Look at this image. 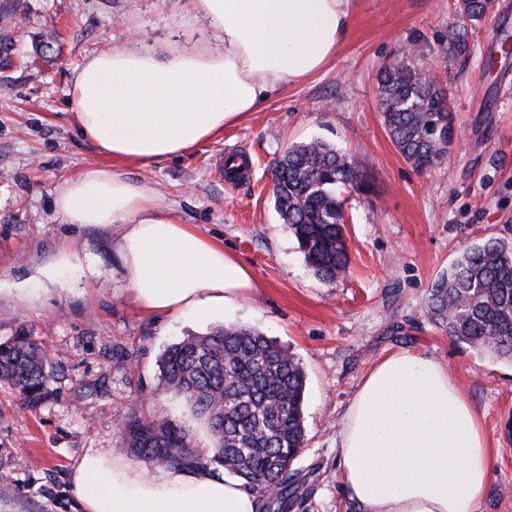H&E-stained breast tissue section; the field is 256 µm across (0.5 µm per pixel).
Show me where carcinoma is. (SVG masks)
Instances as JSON below:
<instances>
[{
	"label": "carcinoma",
	"instance_id": "obj_1",
	"mask_svg": "<svg viewBox=\"0 0 512 512\" xmlns=\"http://www.w3.org/2000/svg\"><path fill=\"white\" fill-rule=\"evenodd\" d=\"M488 0H461L475 20ZM14 37L0 36V66H12ZM409 51L386 66L379 106L392 142L420 170L448 157L454 142L447 89L408 63ZM370 190L361 165L336 146L312 139L290 146L272 173L273 206L313 275L332 283L349 267L342 194ZM433 322L456 344L512 364V240L468 245L429 289ZM163 389L181 397L203 421L213 445L199 448L166 415L124 421V450L164 467L218 465L258 494L259 512H288L297 480L287 457L306 444V375L299 360L263 332L238 324L168 346L160 358ZM49 378V361L28 332L0 341V382L34 408Z\"/></svg>",
	"mask_w": 512,
	"mask_h": 512
}]
</instances>
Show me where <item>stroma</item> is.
Instances as JSON below:
<instances>
[{
    "mask_svg": "<svg viewBox=\"0 0 512 512\" xmlns=\"http://www.w3.org/2000/svg\"><path fill=\"white\" fill-rule=\"evenodd\" d=\"M15 53L33 58L0 88V340L42 342L50 379L35 408L0 386V512H79L68 474L85 449L117 450L121 420L161 412L198 446L212 436L166 393L159 358L189 335L256 328L296 354L306 373L307 442L295 462L310 495L303 512H357L341 488L336 436L344 410L384 355L412 350L447 367L478 411L493 450L480 512H512V365L455 344L431 320L429 289L465 246L512 237V0L468 20L458 0H352L349 33L315 75L273 93L261 111L193 152L118 164L188 224L223 240L259 289L222 316L148 314L133 301L111 227L75 228L56 188L101 163L74 127L66 95L75 68L128 30L157 53L213 45L193 0H23ZM464 38L466 50L454 43ZM52 43L57 52L35 55ZM451 98L454 145L429 170L407 162L377 103L378 77L402 48ZM323 139L364 164L372 190L345 206L350 267L327 284L306 266L276 213L271 168L291 145ZM237 154L249 183L217 177ZM76 260L55 267L61 249Z\"/></svg>",
    "mask_w": 512,
    "mask_h": 512,
    "instance_id": "stroma-1",
    "label": "stroma"
}]
</instances>
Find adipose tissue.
Returning <instances> with one entry per match:
<instances>
[{"label": "adipose tissue", "mask_w": 512, "mask_h": 512, "mask_svg": "<svg viewBox=\"0 0 512 512\" xmlns=\"http://www.w3.org/2000/svg\"><path fill=\"white\" fill-rule=\"evenodd\" d=\"M352 0H193L217 42L159 56L101 49L67 95L79 135L104 157L60 185L67 223L115 227L135 302L151 314L203 319L257 290L221 239L160 207L149 185L111 161L188 153L258 111L272 92L321 70L351 24ZM340 479L359 512H479L491 450L482 421L442 366L400 350L380 358L345 409ZM80 512H258L256 495L212 468L155 473L101 448L69 474Z\"/></svg>", "instance_id": "obj_1"}]
</instances>
